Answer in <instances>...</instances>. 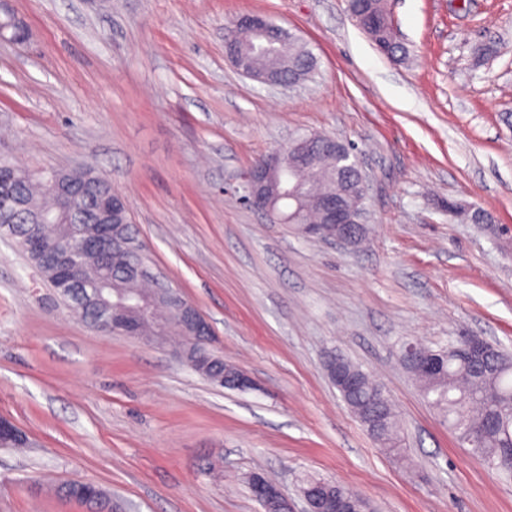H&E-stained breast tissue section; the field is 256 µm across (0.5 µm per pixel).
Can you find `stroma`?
I'll list each match as a JSON object with an SVG mask.
<instances>
[{
	"mask_svg": "<svg viewBox=\"0 0 512 512\" xmlns=\"http://www.w3.org/2000/svg\"><path fill=\"white\" fill-rule=\"evenodd\" d=\"M409 50L377 52L346 0H11L0 43V152L91 167L126 200L151 274L197 306L211 348L256 389L214 385L145 340L97 332L0 235V512H262L264 473L301 512L304 479L375 512H512V479L475 458L401 363L459 331L512 352V0H386ZM260 14L312 51L290 90L242 75L225 28ZM355 144L368 242L348 251L240 203L239 177L301 133ZM484 209L461 222L448 201ZM373 375L397 412L387 452L342 401L328 357ZM0 18H8L7 25L0 26V43L21 44L28 38V29L10 6V1H0ZM67 493L73 497H90L96 492V484L91 482L76 481L65 485ZM103 495L93 498L70 497L60 487L57 490L59 497L75 502L83 506L88 512H116L117 506L112 502V497L102 489Z\"/></svg>",
	"mask_w": 512,
	"mask_h": 512,
	"instance_id": "stroma-1",
	"label": "stroma"
}]
</instances>
